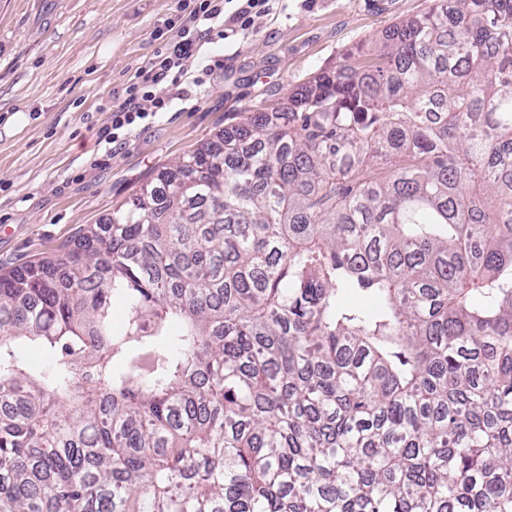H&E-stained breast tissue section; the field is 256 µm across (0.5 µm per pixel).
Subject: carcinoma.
Listing matches in <instances>:
<instances>
[{
    "mask_svg": "<svg viewBox=\"0 0 512 512\" xmlns=\"http://www.w3.org/2000/svg\"><path fill=\"white\" fill-rule=\"evenodd\" d=\"M0 512H512V0L1 272Z\"/></svg>",
    "mask_w": 512,
    "mask_h": 512,
    "instance_id": "obj_1",
    "label": "carcinoma"
}]
</instances>
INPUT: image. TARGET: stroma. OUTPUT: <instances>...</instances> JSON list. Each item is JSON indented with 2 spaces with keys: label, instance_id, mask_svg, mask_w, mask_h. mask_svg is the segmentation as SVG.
Returning <instances> with one entry per match:
<instances>
[{
  "label": "stroma",
  "instance_id": "1",
  "mask_svg": "<svg viewBox=\"0 0 512 512\" xmlns=\"http://www.w3.org/2000/svg\"><path fill=\"white\" fill-rule=\"evenodd\" d=\"M194 0H0V270L47 255L114 210L188 151L286 102L351 51L429 0H272L245 30L214 26L183 63L165 107L125 145L102 130L158 38Z\"/></svg>",
  "mask_w": 512,
  "mask_h": 512
}]
</instances>
